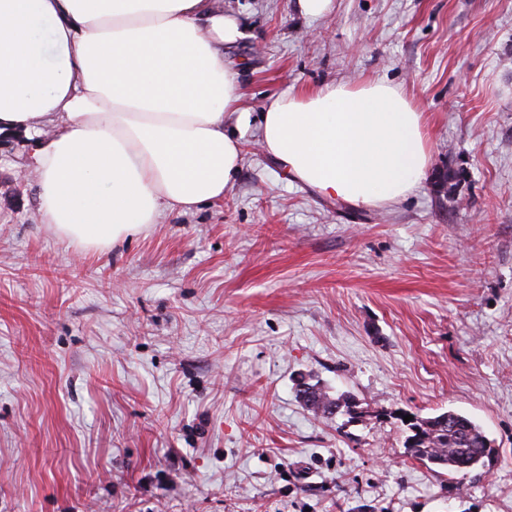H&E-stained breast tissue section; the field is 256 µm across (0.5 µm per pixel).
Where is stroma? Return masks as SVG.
Returning <instances> with one entry per match:
<instances>
[{"label": "stroma", "mask_w": 512, "mask_h": 512, "mask_svg": "<svg viewBox=\"0 0 512 512\" xmlns=\"http://www.w3.org/2000/svg\"><path fill=\"white\" fill-rule=\"evenodd\" d=\"M259 117L283 90L384 81L430 162L387 205L338 203L244 135L221 200L102 252L55 235L0 135V512H512V0H222ZM370 410L325 418L298 378ZM454 411L493 453L411 458ZM453 413L454 425L450 427L440 424L441 414L413 417L416 421L407 424L410 434L404 446L411 457L464 477L484 466V458L491 448H483L480 443L479 438L484 433L479 425L464 415Z\"/></svg>", "instance_id": "stroma-1"}]
</instances>
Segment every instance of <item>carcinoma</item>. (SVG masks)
Wrapping results in <instances>:
<instances>
[{
    "label": "carcinoma",
    "instance_id": "1",
    "mask_svg": "<svg viewBox=\"0 0 512 512\" xmlns=\"http://www.w3.org/2000/svg\"><path fill=\"white\" fill-rule=\"evenodd\" d=\"M316 392L317 396L312 400L301 398L304 406L316 413H322L325 407L342 400L344 404L339 414L351 419L368 415V411L362 409L350 394L333 397L320 388ZM408 429L410 434L404 446L411 457L462 476L484 465L485 457L490 453V449L483 447L479 441L481 427L458 413L455 414L454 425L450 427L441 425L438 417L434 416L418 417L415 422L408 424Z\"/></svg>",
    "mask_w": 512,
    "mask_h": 512
}]
</instances>
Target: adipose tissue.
<instances>
[{
    "mask_svg": "<svg viewBox=\"0 0 512 512\" xmlns=\"http://www.w3.org/2000/svg\"><path fill=\"white\" fill-rule=\"evenodd\" d=\"M243 36L219 0H0V134L31 143L43 223L103 251L223 199L250 126L224 62ZM258 129L285 172L340 202L402 200L429 164L421 113L385 82L283 91Z\"/></svg>",
    "mask_w": 512,
    "mask_h": 512,
    "instance_id": "obj_1",
    "label": "adipose tissue"
}]
</instances>
